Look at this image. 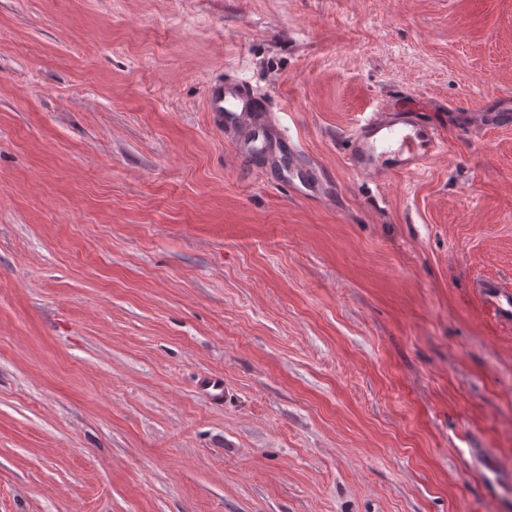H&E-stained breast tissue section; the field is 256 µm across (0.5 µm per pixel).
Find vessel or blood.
Listing matches in <instances>:
<instances>
[{"label": "vessel or blood", "mask_w": 512, "mask_h": 512, "mask_svg": "<svg viewBox=\"0 0 512 512\" xmlns=\"http://www.w3.org/2000/svg\"><path fill=\"white\" fill-rule=\"evenodd\" d=\"M207 111L219 115L229 127L252 123L255 107L251 92L239 84H212L205 92ZM411 110H377L350 134L348 167L357 173L408 172L419 168L439 151L442 140L436 128L415 130ZM488 308L502 321L512 323V292L494 283L481 285Z\"/></svg>", "instance_id": "b4317fda"}]
</instances>
